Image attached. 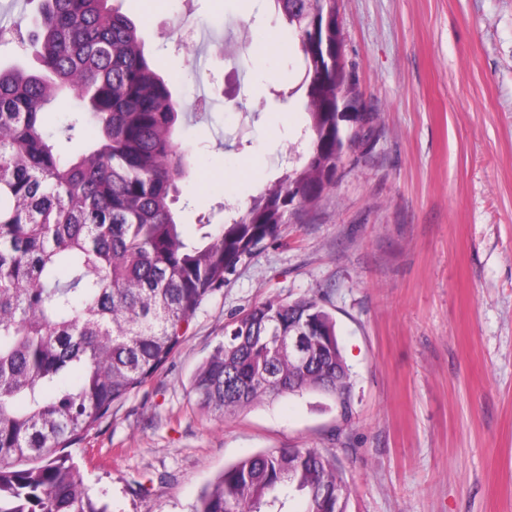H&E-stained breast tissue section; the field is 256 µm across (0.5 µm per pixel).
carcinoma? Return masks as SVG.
I'll list each match as a JSON object with an SVG mask.
<instances>
[{
  "mask_svg": "<svg viewBox=\"0 0 512 512\" xmlns=\"http://www.w3.org/2000/svg\"><path fill=\"white\" fill-rule=\"evenodd\" d=\"M304 71L300 160L220 224L186 234L173 205L193 164L181 107L112 0H39L37 69L0 66V512H108L63 450L156 377L205 298L320 199L365 113L341 117L336 72L316 55L311 0H272ZM80 111L48 137L60 95ZM91 126L96 137L70 150ZM306 336L304 358L278 347ZM216 419L266 398L318 392L347 404L336 322L314 297L267 300L224 326L191 379ZM346 512L347 486L318 448H272L224 469L192 512Z\"/></svg>",
  "mask_w": 512,
  "mask_h": 512,
  "instance_id": "obj_1",
  "label": "carcinoma"
}]
</instances>
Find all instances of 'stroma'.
Returning <instances> with one entry per match:
<instances>
[{
    "label": "stroma",
    "mask_w": 512,
    "mask_h": 512,
    "mask_svg": "<svg viewBox=\"0 0 512 512\" xmlns=\"http://www.w3.org/2000/svg\"><path fill=\"white\" fill-rule=\"evenodd\" d=\"M175 77L195 174L184 223L245 209L300 135L271 0H113ZM350 83L373 120L334 185L240 264L161 373L70 451L110 512H191L269 448L332 453L346 512H512V0H337ZM303 296L336 320L348 404L316 392L224 420L193 373L254 305Z\"/></svg>",
    "instance_id": "1"
}]
</instances>
